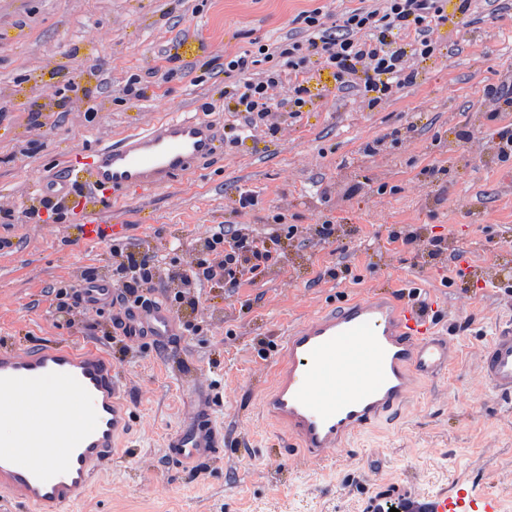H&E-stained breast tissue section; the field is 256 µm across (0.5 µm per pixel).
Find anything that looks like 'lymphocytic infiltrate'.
Wrapping results in <instances>:
<instances>
[{
    "label": "lymphocytic infiltrate",
    "mask_w": 512,
    "mask_h": 512,
    "mask_svg": "<svg viewBox=\"0 0 512 512\" xmlns=\"http://www.w3.org/2000/svg\"><path fill=\"white\" fill-rule=\"evenodd\" d=\"M446 0H371L370 5L341 11L329 17L323 8L303 11L302 39L288 46L253 41L251 49L224 56V109L234 116L224 141L240 145L254 131L265 128L276 137L279 128L270 123L272 112L287 109L298 117L312 97L302 77L313 69L331 70L338 89L357 91L368 106L375 107L394 92L413 83L421 63L436 57L442 46L436 31L451 17ZM286 59L294 77L284 80L274 67ZM267 62L260 73L252 66ZM278 233L250 235L227 226L212 235L194 267L170 266L168 276L180 281V290L168 293L170 307L196 306L190 288L195 281L221 280L238 287L244 275L256 274L276 259ZM160 261L150 252L126 253L112 270V301L126 309L146 305L152 296Z\"/></svg>",
    "instance_id": "lymphocytic-infiltrate-1"
}]
</instances>
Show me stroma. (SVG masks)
<instances>
[{
	"instance_id": "1",
	"label": "stroma",
	"mask_w": 512,
	"mask_h": 512,
	"mask_svg": "<svg viewBox=\"0 0 512 512\" xmlns=\"http://www.w3.org/2000/svg\"><path fill=\"white\" fill-rule=\"evenodd\" d=\"M358 0H0V338L21 346L48 339L102 340L119 306L74 323L54 313L53 289L86 270L111 276L113 247L163 254L186 267L217 227L271 232L283 215L278 258L231 288L198 281L200 335L177 336L185 382L163 349L122 340L112 362L129 388V454L99 473L86 496L58 512H364L389 490V504L432 500L435 512H512V404L476 386L479 348L512 319V296L494 283L512 274V161L490 140L512 111L490 118L486 94L512 79V0H474L459 25H445L442 56L416 82L375 108L313 73L300 118L277 113L276 138L256 131L183 180L133 191L104 207L121 231L84 242L71 219L28 218L43 182L69 157L167 114L217 126L224 110V55L253 39L275 44L302 34L298 16ZM146 94L123 92L129 78ZM43 126H32L33 117ZM413 124L402 145L376 156L362 145ZM469 139H462V132ZM446 167L443 180L422 171ZM242 191L256 198L238 208ZM335 233L321 241L318 226ZM443 235L444 252L404 251L393 230ZM468 255L484 287L458 284L448 257ZM348 267L346 279L330 269ZM397 283L439 303L437 325L457 354L449 370L417 382L400 413L352 437L334 465L290 464L283 431L260 408L269 365L290 327L344 300ZM208 393L224 430L218 459L181 470L164 456L167 436Z\"/></svg>"
}]
</instances>
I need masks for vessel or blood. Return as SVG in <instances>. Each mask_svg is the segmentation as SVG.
Returning a JSON list of instances; mask_svg holds the SVG:
<instances>
[{
	"instance_id": "b4317fda",
	"label": "vessel or blood",
	"mask_w": 512,
	"mask_h": 512,
	"mask_svg": "<svg viewBox=\"0 0 512 512\" xmlns=\"http://www.w3.org/2000/svg\"><path fill=\"white\" fill-rule=\"evenodd\" d=\"M219 141L212 122L171 114L73 154L51 196L80 224L84 240H106L118 227L96 218L99 205L191 174L215 154ZM437 310L380 287L320 311L281 337L262 410L283 429L293 460L332 462L354 434L398 412L416 380L448 368L454 344L438 332ZM126 325L127 338L175 348L176 319L160 298H151ZM479 358L482 383L511 404L512 322L497 327ZM46 380L55 397L68 399L82 414V426L42 428L38 387ZM124 389L106 349L69 341L25 349L0 341V394L27 397L22 421L30 431L23 444L0 440V492L28 512H56L79 501L94 476L118 456L129 431ZM222 443L212 411L201 400L169 437L165 452L172 463L188 468L216 457Z\"/></svg>"
}]
</instances>
